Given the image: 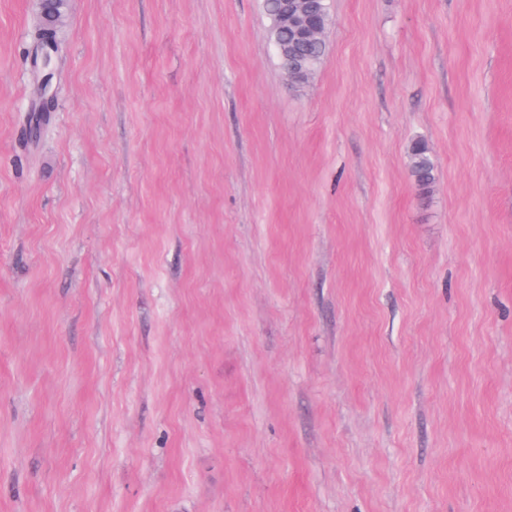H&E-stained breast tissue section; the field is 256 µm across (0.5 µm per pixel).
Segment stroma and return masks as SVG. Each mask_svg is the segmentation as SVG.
<instances>
[{
  "instance_id": "obj_1",
  "label": "stroma",
  "mask_w": 512,
  "mask_h": 512,
  "mask_svg": "<svg viewBox=\"0 0 512 512\" xmlns=\"http://www.w3.org/2000/svg\"><path fill=\"white\" fill-rule=\"evenodd\" d=\"M330 13L66 0L30 142L0 0V512H512V0ZM319 2L324 0H279L281 14L294 28L297 40L320 39L329 19ZM411 176L422 196H427L435 182L434 164L427 148L420 142H416L410 152Z\"/></svg>"
}]
</instances>
